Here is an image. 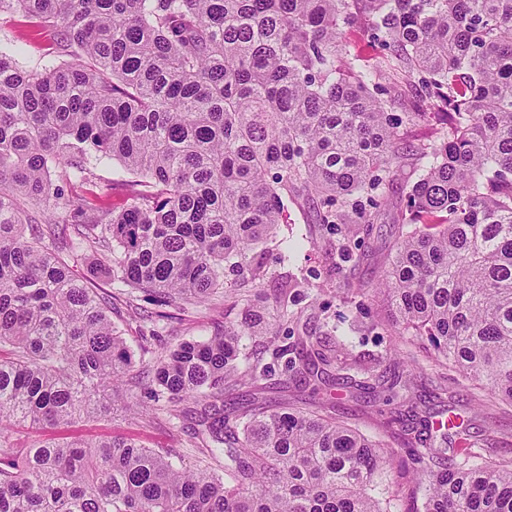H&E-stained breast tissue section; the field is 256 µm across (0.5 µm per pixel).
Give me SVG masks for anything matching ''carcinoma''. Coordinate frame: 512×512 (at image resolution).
I'll return each mask as SVG.
<instances>
[{
	"instance_id": "cac0c4a2",
	"label": "carcinoma",
	"mask_w": 512,
	"mask_h": 512,
	"mask_svg": "<svg viewBox=\"0 0 512 512\" xmlns=\"http://www.w3.org/2000/svg\"><path fill=\"white\" fill-rule=\"evenodd\" d=\"M55 33L57 51L22 69L0 49V512H389L390 453L326 414L233 402L278 376L287 389L342 377L383 400L411 401L412 380L380 384L374 366L318 336L274 371L246 336L296 322L288 273L259 246L288 202L318 223L370 230L407 159L410 186L394 251L375 291L401 336L426 342L488 395L512 405V0H0ZM364 18L399 83L339 48ZM403 126L438 139L409 146ZM118 213L72 182L112 161ZM102 255L112 283L159 311L232 295L239 319L142 365L160 409L193 420L195 464L132 439H47L22 455L4 422L72 426L100 414L135 356L112 323L115 293L74 277L59 255ZM238 279L228 282L225 270ZM279 281L273 301L259 285ZM440 460L411 493L424 512H512V465Z\"/></svg>"
}]
</instances>
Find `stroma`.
Masks as SVG:
<instances>
[{"mask_svg":"<svg viewBox=\"0 0 512 512\" xmlns=\"http://www.w3.org/2000/svg\"><path fill=\"white\" fill-rule=\"evenodd\" d=\"M5 42L18 48V63L25 68L36 66L39 59L54 47L50 36L37 31L19 15L0 18V43ZM342 43L360 64L380 72L383 82H392L393 61L386 52L371 43L362 21H355L345 28ZM413 179L410 168L406 167L390 185V206L382 222L360 237L363 249L372 256L371 261L362 264L349 260L337 248L347 234L346 228L327 229L318 224L312 207L289 205L276 230L275 240L281 248L267 252L265 258L271 270L289 271L306 282L296 297L302 318L297 326L292 327L290 336L306 333L334 335L343 339L353 353L375 358L377 372L396 373L414 379L419 418L436 422L438 410L443 406L458 417V427L448 432L449 454L467 452L474 464L510 461L512 406L484 396L471 381L452 368L447 371L448 397L445 403L435 401L437 368L432 351L398 335L387 324L386 313L374 291L381 262L394 244V224L405 206V193ZM237 314L238 310L231 302L221 299L186 305L168 324L160 326L159 336L152 346L157 349L171 347L184 340L207 339L222 329L225 321L236 319ZM149 392L150 387L145 384L138 389L137 395L148 403ZM329 396L336 401L337 421L383 441L394 451L396 459L405 461V470L395 477L391 512H421L422 498L410 495L416 463L408 458L404 445L407 434L402 426H395L390 433L383 426L385 418L401 412L399 402L388 404L377 395L359 393L340 385L315 389L302 384L284 392L271 379L267 380L259 400L269 406L286 402L311 411ZM126 401V396H119L113 410L69 427H15L14 444L27 448L48 437L117 436L135 439L149 448L174 449L189 462L197 459L198 449L189 445L188 423L173 422L167 411L156 409L149 403L143 415L131 414L125 408Z\"/></svg>","mask_w":512,"mask_h":512,"instance_id":"stroma-1","label":"stroma"}]
</instances>
